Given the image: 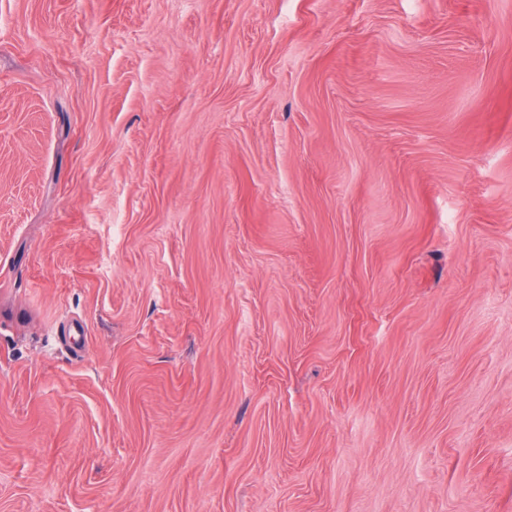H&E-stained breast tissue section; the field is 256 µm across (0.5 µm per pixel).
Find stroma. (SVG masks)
<instances>
[{"label": "stroma", "instance_id": "obj_1", "mask_svg": "<svg viewBox=\"0 0 512 512\" xmlns=\"http://www.w3.org/2000/svg\"><path fill=\"white\" fill-rule=\"evenodd\" d=\"M0 512H512V0H0Z\"/></svg>", "mask_w": 512, "mask_h": 512}]
</instances>
